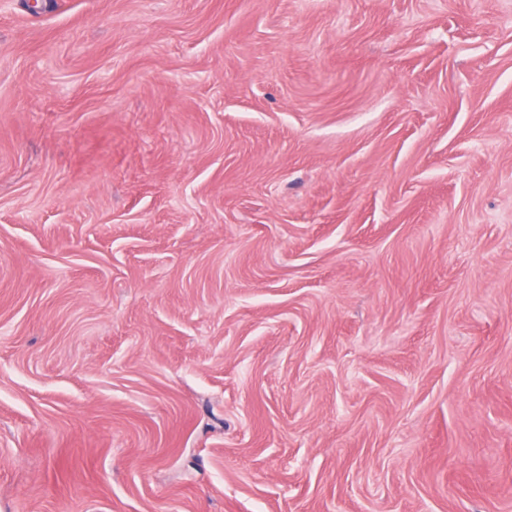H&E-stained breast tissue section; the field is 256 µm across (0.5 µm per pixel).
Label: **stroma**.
Returning <instances> with one entry per match:
<instances>
[{
	"mask_svg": "<svg viewBox=\"0 0 512 512\" xmlns=\"http://www.w3.org/2000/svg\"><path fill=\"white\" fill-rule=\"evenodd\" d=\"M0 512H512V0H0Z\"/></svg>",
	"mask_w": 512,
	"mask_h": 512,
	"instance_id": "obj_1",
	"label": "stroma"
}]
</instances>
